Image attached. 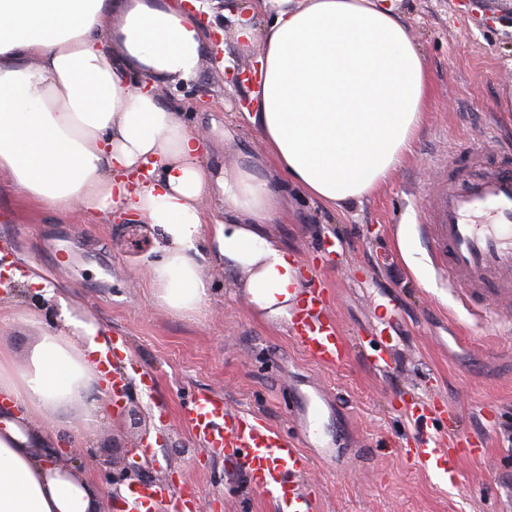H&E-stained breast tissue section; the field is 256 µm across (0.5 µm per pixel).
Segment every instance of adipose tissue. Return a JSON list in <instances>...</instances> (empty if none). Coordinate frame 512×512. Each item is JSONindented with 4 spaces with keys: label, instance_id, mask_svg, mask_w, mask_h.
Returning a JSON list of instances; mask_svg holds the SVG:
<instances>
[{
    "label": "adipose tissue",
    "instance_id": "adipose-tissue-1",
    "mask_svg": "<svg viewBox=\"0 0 512 512\" xmlns=\"http://www.w3.org/2000/svg\"><path fill=\"white\" fill-rule=\"evenodd\" d=\"M264 2L263 21L239 18L231 35L261 48L248 120L274 166L219 178L157 91L196 75L209 0H0V182L57 215L150 225L152 295L176 318L199 315L209 253L245 273L258 316L290 320L307 282L259 225L289 188L333 210L377 194L425 122L426 62L384 0ZM216 188L221 214L209 218L202 201ZM9 274L59 314L50 324L24 293L0 295V328L39 330L24 359L0 347V512H99L98 489L47 454L96 430L107 332L40 271Z\"/></svg>",
    "mask_w": 512,
    "mask_h": 512
}]
</instances>
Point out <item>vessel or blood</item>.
<instances>
[{
	"mask_svg": "<svg viewBox=\"0 0 512 512\" xmlns=\"http://www.w3.org/2000/svg\"><path fill=\"white\" fill-rule=\"evenodd\" d=\"M433 266L448 278V286L467 300L512 306V159L499 157L485 171L454 166L447 186L428 204L422 227ZM292 335L313 363L333 367L348 356L350 346L327 315L324 289L312 285ZM397 339L375 333L361 345L368 364L389 371ZM333 407L319 387L296 392L299 439L272 427L261 414L230 410L222 396L197 392L184 409V421L205 447L223 452L225 460L242 464L254 487L277 501L281 512H315L316 499L299 482L313 459L298 443L309 440L321 415ZM404 414L414 435L403 454L440 478L457 480L463 459L481 458L483 440L459 434L446 403L419 395L406 402ZM166 495L181 512H192L196 497L185 488L144 486L136 506L146 507Z\"/></svg>",
	"mask_w": 512,
	"mask_h": 512,
	"instance_id": "1",
	"label": "vessel or blood"
}]
</instances>
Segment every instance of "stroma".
Here are the masks:
<instances>
[{"label": "stroma", "instance_id": "obj_1", "mask_svg": "<svg viewBox=\"0 0 512 512\" xmlns=\"http://www.w3.org/2000/svg\"><path fill=\"white\" fill-rule=\"evenodd\" d=\"M249 0H229L230 15L216 14L225 31L227 64L254 70L259 46L240 47L229 33L232 12ZM395 6L422 52L432 93L413 152L378 194L345 210L289 193L283 212L261 232L296 257L302 271L317 269L329 294L328 311L350 341L368 329L399 321L397 366L374 371L358 352L325 368L309 360L288 324L255 317L233 278L205 260L209 288L193 320L154 305L147 256L129 254L125 224H98L73 213L58 216L19 205L0 190V246L44 270L67 288L112 335L126 340L122 368L151 372L153 389L130 391L149 429L147 482L192 486L199 512H279L256 492L243 466L209 452L182 422L193 392L223 396L234 410L262 412L271 424H293L291 393L319 386L347 423L343 455L317 460L304 478L318 512H512V317L501 309L464 306L430 263L419 238L423 202L441 186L435 159L446 151H480L488 131L512 144V112L500 111L512 87V0H396ZM211 45L190 81L163 83L160 98L205 135L208 160L232 172L242 161L270 162L260 136L244 116L249 89L233 85L214 64ZM336 240L332 257L321 242ZM446 402L463 419V432L484 433L486 454L461 464L457 484L399 453L412 430L401 418L411 394ZM495 423L484 428L482 415ZM139 431L122 411L105 412L89 443L96 455L75 463L79 476L109 483L101 460L115 447L136 443Z\"/></svg>", "mask_w": 512, "mask_h": 512}]
</instances>
